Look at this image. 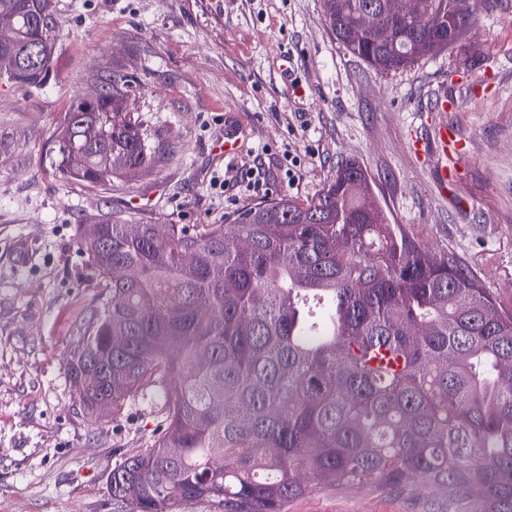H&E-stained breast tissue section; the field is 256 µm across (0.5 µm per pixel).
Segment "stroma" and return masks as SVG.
<instances>
[{
  "instance_id": "obj_1",
  "label": "stroma",
  "mask_w": 512,
  "mask_h": 512,
  "mask_svg": "<svg viewBox=\"0 0 512 512\" xmlns=\"http://www.w3.org/2000/svg\"><path fill=\"white\" fill-rule=\"evenodd\" d=\"M56 55L39 88L0 82V512H128L113 467L147 448L156 400L117 418L80 407L63 366L98 281L78 245L101 214L223 224L247 204L313 197L342 161L367 169L390 224L481 271L512 310V0H486L453 50L379 73L330 34L320 0H53ZM125 74L156 163L109 184L65 181L59 118ZM461 99L434 112L440 94ZM448 122L465 146L448 196L409 140ZM242 151L212 153L225 129ZM30 255L18 263L20 246ZM442 489H319L288 512H473Z\"/></svg>"
}]
</instances>
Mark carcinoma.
I'll return each instance as SVG.
<instances>
[{"label": "carcinoma", "instance_id": "1", "mask_svg": "<svg viewBox=\"0 0 512 512\" xmlns=\"http://www.w3.org/2000/svg\"><path fill=\"white\" fill-rule=\"evenodd\" d=\"M354 57L410 70L454 48L481 0H321ZM377 25L357 35L367 8ZM52 0H0V79L14 81ZM54 52L22 85L48 78ZM76 97L56 128L54 170L110 183L154 162L128 112L127 81ZM79 248L101 294L77 323L64 368L82 408L112 417L162 400L153 443L112 469L129 512H286L318 488L425 484L477 512H512V312L452 254L387 224L349 159L319 193L246 206L227 224L128 225L109 217Z\"/></svg>", "mask_w": 512, "mask_h": 512}]
</instances>
